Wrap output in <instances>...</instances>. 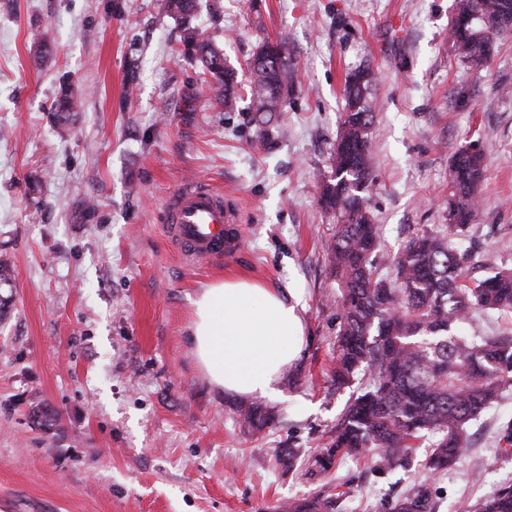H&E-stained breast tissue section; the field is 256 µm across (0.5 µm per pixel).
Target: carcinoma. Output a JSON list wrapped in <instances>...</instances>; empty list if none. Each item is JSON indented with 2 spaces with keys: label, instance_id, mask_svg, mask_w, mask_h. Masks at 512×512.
<instances>
[{
  "label": "carcinoma",
  "instance_id": "carcinoma-1",
  "mask_svg": "<svg viewBox=\"0 0 512 512\" xmlns=\"http://www.w3.org/2000/svg\"><path fill=\"white\" fill-rule=\"evenodd\" d=\"M200 0H162L161 10L182 25L179 55L200 62L224 89V109L237 107L239 82L224 65L223 54L193 25ZM512 19V0H455L448 30L453 51L479 69L496 41L512 37V23L493 30L475 28L467 19L476 11ZM250 65L251 111H283L294 85V64L280 42L264 41ZM364 71L347 76V112L341 117L332 175L323 181L321 204L336 218L330 262L340 283L341 323L336 335V384L360 379L332 431L331 439L308 470L324 473L337 457L357 458L380 449L372 469L382 474L411 466L416 441H428L421 470L407 491L383 504L382 512H437L436 477L465 456L469 428L500 394L512 389V332L464 336L461 324L474 312L512 316V269L482 279L469 278L474 259L460 239L472 227L477 194L486 179L483 154L462 149L451 159L448 223L422 226L391 255L378 225L371 222L366 192L372 183L371 127L374 105L371 80ZM81 101L69 84L53 104L56 124L67 128ZM16 276L0 262V320L11 307ZM237 414L259 431L272 411L242 404ZM284 512H331L318 498L286 503ZM466 512H512V484H503L466 506Z\"/></svg>",
  "mask_w": 512,
  "mask_h": 512
}]
</instances>
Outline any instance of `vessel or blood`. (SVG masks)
<instances>
[{"label": "vessel or blood", "mask_w": 512, "mask_h": 512, "mask_svg": "<svg viewBox=\"0 0 512 512\" xmlns=\"http://www.w3.org/2000/svg\"><path fill=\"white\" fill-rule=\"evenodd\" d=\"M166 231L185 261L233 255L239 247L235 205L204 185L187 184L167 204Z\"/></svg>", "instance_id": "obj_1"}]
</instances>
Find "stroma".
Returning <instances> with one entry per match:
<instances>
[{
	"label": "stroma",
	"mask_w": 512,
	"mask_h": 512,
	"mask_svg": "<svg viewBox=\"0 0 512 512\" xmlns=\"http://www.w3.org/2000/svg\"><path fill=\"white\" fill-rule=\"evenodd\" d=\"M158 4L0 0V260L16 275L0 323V512H280L340 489V512H378L413 470L372 473L366 454L310 476L286 460L318 454L352 394L333 375L336 223L320 202L344 80L359 67L375 77L369 212L389 251L410 228L447 223L452 155L483 154L470 231L481 278L512 268V41L477 69L448 42L454 0H224L195 24L238 72L228 112ZM268 39L297 73L266 138L246 64ZM66 83L81 108L62 133L52 105ZM192 182L237 206L235 258L190 265L168 237L167 202ZM229 274L302 306L306 344L258 433L241 424L240 397L204 376L188 334L195 294ZM509 420L512 391L438 477L440 512L512 480V453H494Z\"/></svg>",
	"instance_id": "1"
}]
</instances>
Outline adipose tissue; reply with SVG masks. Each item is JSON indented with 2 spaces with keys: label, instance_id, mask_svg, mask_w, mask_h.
<instances>
[{
  "label": "adipose tissue",
  "instance_id": "adipose-tissue-1",
  "mask_svg": "<svg viewBox=\"0 0 512 512\" xmlns=\"http://www.w3.org/2000/svg\"><path fill=\"white\" fill-rule=\"evenodd\" d=\"M191 305L189 336L208 381L242 397L277 396L283 370L304 345L297 302L260 282L227 277Z\"/></svg>",
  "mask_w": 512,
  "mask_h": 512
}]
</instances>
